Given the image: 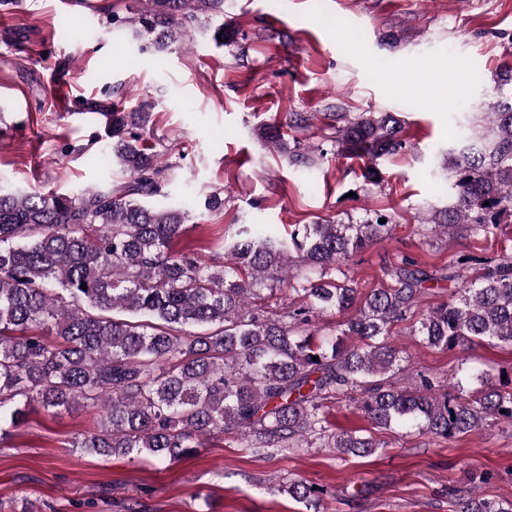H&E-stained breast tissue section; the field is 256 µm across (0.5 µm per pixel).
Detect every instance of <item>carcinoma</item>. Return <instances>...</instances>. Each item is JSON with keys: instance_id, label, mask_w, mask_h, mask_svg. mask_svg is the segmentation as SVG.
<instances>
[{"instance_id": "1", "label": "carcinoma", "mask_w": 512, "mask_h": 512, "mask_svg": "<svg viewBox=\"0 0 512 512\" xmlns=\"http://www.w3.org/2000/svg\"><path fill=\"white\" fill-rule=\"evenodd\" d=\"M104 17L157 51L189 46L202 23L215 25L225 43L236 35L224 22V0H146L133 17ZM86 109L105 118L127 182L78 195L0 191V441L34 403L47 412L105 413L101 429L74 437L73 448L161 461L184 458L224 432L257 455L304 444L375 454L382 444L372 434L332 428L327 404L341 399L377 428L443 439L491 420L512 422V391L479 367L462 363L446 388L427 378L413 390L397 388L386 377L405 369L391 340L399 322L414 320L411 335L430 347L450 350L476 338L512 345V256L418 319L420 295L435 277L416 260L385 266L391 284L361 301L343 270L390 237L394 217L385 210L357 224H304L287 236L241 224L224 240L222 261L201 262L175 250L189 209L141 203L162 195L169 180L141 142L151 104L127 110L107 98ZM485 111L488 139L448 152L456 201L424 218L432 232L487 234L512 219V91H499ZM336 121V141L357 157L374 161L407 148L388 112H338ZM268 138L297 165L314 163L319 150L289 145L276 126ZM284 285L296 300L282 313L267 311L264 301ZM352 309L337 333L318 334V316ZM473 384L476 395H456ZM287 490L318 510L320 489L291 480ZM460 512H512V501L470 490Z\"/></svg>"}]
</instances>
